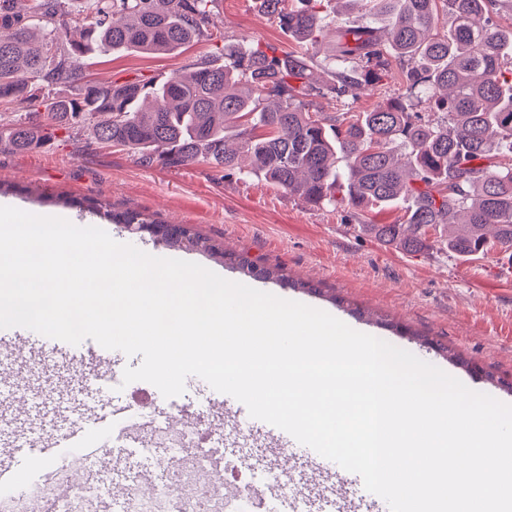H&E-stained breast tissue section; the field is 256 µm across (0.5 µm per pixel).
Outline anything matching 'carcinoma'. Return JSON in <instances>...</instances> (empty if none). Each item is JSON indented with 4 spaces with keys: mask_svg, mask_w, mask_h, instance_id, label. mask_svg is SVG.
Listing matches in <instances>:
<instances>
[{
    "mask_svg": "<svg viewBox=\"0 0 512 512\" xmlns=\"http://www.w3.org/2000/svg\"><path fill=\"white\" fill-rule=\"evenodd\" d=\"M0 0V102L44 108L45 122L20 115L0 124V144L25 152L56 128L95 126L97 143L138 153L145 164L178 169L203 159L225 175L261 176L313 206L344 204L359 230L406 253L431 248L472 257L512 250V89L501 73L512 28L501 27L512 0H336L381 15L384 29L320 11L331 0H262L264 13L288 34L325 47L331 80L321 94L354 100L398 63L409 95L437 117L412 111L402 97L369 112H321L300 99L313 86V57H270L259 48L224 47V64H194L157 82H101L85 60L133 51L167 54L197 39L222 42L209 27L214 0ZM67 83L71 93L50 90ZM279 103L269 108L263 96ZM401 208V219L369 213ZM88 212L113 224H158L101 204ZM164 241L226 258L224 249L184 226H166ZM262 280H282L243 259Z\"/></svg>",
    "mask_w": 512,
    "mask_h": 512,
    "instance_id": "carcinoma-1",
    "label": "carcinoma"
}]
</instances>
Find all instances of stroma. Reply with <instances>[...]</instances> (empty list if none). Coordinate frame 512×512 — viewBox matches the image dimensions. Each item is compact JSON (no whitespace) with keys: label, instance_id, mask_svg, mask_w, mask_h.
I'll use <instances>...</instances> for the list:
<instances>
[{"label":"stroma","instance_id":"stroma-1","mask_svg":"<svg viewBox=\"0 0 512 512\" xmlns=\"http://www.w3.org/2000/svg\"><path fill=\"white\" fill-rule=\"evenodd\" d=\"M212 23L223 29L228 43L257 44L280 55L311 50L309 43L291 38L270 19L259 0H216ZM212 54L211 43L203 40L168 54L98 57L86 72L100 81H159ZM404 91L401 74L395 70L383 84L349 103L318 96L313 102L322 112H367ZM0 182L18 209L34 214L54 210L58 197L74 200L70 212L75 225L101 228L114 240L148 254L195 262L228 280L348 320L439 367L470 389L512 404V393L492 382L496 376L512 381V254L494 249L461 259L437 246L406 254L346 223L345 207L312 206L263 177L227 178L203 161L179 170L146 165L122 148L98 145L89 124L58 129L49 144L26 152L0 146ZM100 201L116 212H140L187 225L233 256L280 267L285 280L248 277L231 263L168 246L147 234L131 236L123 225L82 212V205ZM302 281L314 285V292L299 289ZM441 345L479 362L483 374L472 375L446 360L437 351ZM67 370L58 347H46L36 366L11 351H0V376L23 380L13 396H0V438L20 430L37 437L64 420L80 424L86 415L107 412V399L88 386L46 393L54 377ZM198 382V377H188L184 394L170 399L146 382L124 385L123 395L151 400L152 418L145 422L143 436L152 437L157 427L166 426L186 406L196 410L201 428L240 435L238 423L211 419L209 403L223 402L224 396L211 388L199 393ZM281 452V447L253 440L236 448L220 444L216 455L228 460V478L244 484L257 465L277 473L274 458ZM103 464L119 467L131 485L143 475L156 482L171 477L157 458L119 440L111 442Z\"/></svg>","mask_w":512,"mask_h":512}]
</instances>
